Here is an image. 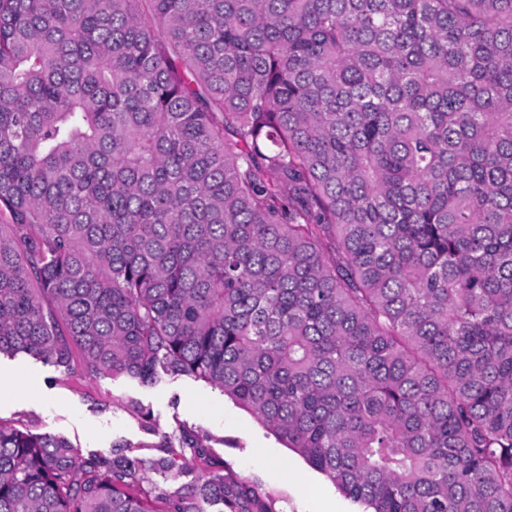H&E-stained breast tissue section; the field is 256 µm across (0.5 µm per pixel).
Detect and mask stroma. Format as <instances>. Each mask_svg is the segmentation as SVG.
I'll use <instances>...</instances> for the list:
<instances>
[{
    "label": "stroma",
    "mask_w": 512,
    "mask_h": 512,
    "mask_svg": "<svg viewBox=\"0 0 512 512\" xmlns=\"http://www.w3.org/2000/svg\"><path fill=\"white\" fill-rule=\"evenodd\" d=\"M0 420L69 439L84 455L149 463L144 488L162 500L187 492L207 473L254 488L268 512H313L314 493L339 499L342 512H364L250 410L210 383L160 374L152 384L79 375L26 355L0 358ZM195 434L205 458L183 453L178 473L152 468L171 457L180 431Z\"/></svg>",
    "instance_id": "stroma-1"
}]
</instances>
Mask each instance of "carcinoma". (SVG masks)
Returning <instances> with one entry per match:
<instances>
[{"instance_id":"carcinoma-1","label":"carcinoma","mask_w":512,"mask_h":512,"mask_svg":"<svg viewBox=\"0 0 512 512\" xmlns=\"http://www.w3.org/2000/svg\"><path fill=\"white\" fill-rule=\"evenodd\" d=\"M0 212V355L205 380L372 512H512V0H0ZM146 469L0 423V512H157Z\"/></svg>"}]
</instances>
